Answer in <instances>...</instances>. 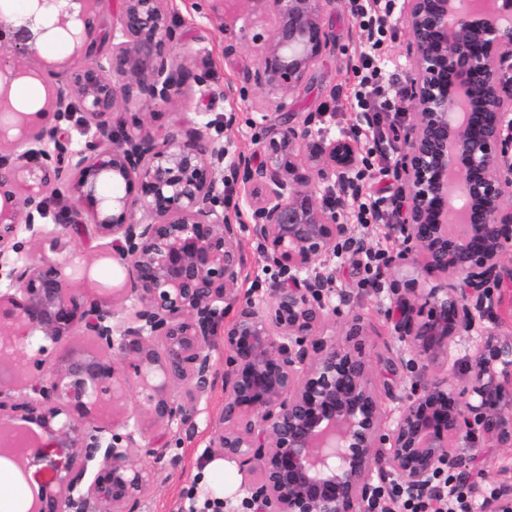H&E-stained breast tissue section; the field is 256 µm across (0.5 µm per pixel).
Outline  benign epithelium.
Masks as SVG:
<instances>
[{
	"mask_svg": "<svg viewBox=\"0 0 512 512\" xmlns=\"http://www.w3.org/2000/svg\"><path fill=\"white\" fill-rule=\"evenodd\" d=\"M28 2L0 22V146H10L0 152V337L9 342L0 368L14 372L0 381V425L19 412L40 429L32 454L0 438V458L26 479L32 463L51 472L27 512H142L156 472L179 464L168 432L195 425L218 381L224 410L210 453L245 476L241 508L224 500L227 512H373L394 485L416 496L447 471L468 481L467 449L512 447V336L484 325L501 305L494 289L512 283V0H403L400 9L410 116L393 232L423 279L391 289L412 376L390 412L363 349V317L348 310L343 341L330 325L339 311L331 258L340 245L363 250L340 219L362 189L359 138L329 136L321 112L297 121L288 111L335 45L323 20L333 0H252L270 9L273 29L260 66L222 88L209 84V54L174 53L184 40L174 0H119L110 27L102 0ZM47 41L72 46L64 76L47 70L52 127L12 95ZM193 85L210 98L276 94L279 123L260 110L249 118L264 159L240 153L231 164L241 188L233 209L228 150L205 113L153 124L151 109ZM72 122L86 130L74 146L58 138ZM54 193L70 201L62 229L104 240L100 257L119 279L112 301L33 255ZM245 217L280 278L267 297L239 288ZM126 301L123 314L115 304ZM469 342L452 383L441 370ZM134 380L152 390L141 417L126 412ZM140 439L147 465L133 460ZM482 512H512V484L484 497Z\"/></svg>",
	"mask_w": 512,
	"mask_h": 512,
	"instance_id": "benign-epithelium-1",
	"label": "benign epithelium"
}]
</instances>
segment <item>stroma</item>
<instances>
[{"label":"stroma","mask_w":512,"mask_h":512,"mask_svg":"<svg viewBox=\"0 0 512 512\" xmlns=\"http://www.w3.org/2000/svg\"><path fill=\"white\" fill-rule=\"evenodd\" d=\"M175 5V18L185 31V38L177 45L175 53L192 59L199 51L208 50L212 57V86H224L243 71L259 66L263 39L271 30L272 19L270 15L261 13L253 0H228L223 15L212 19L197 12L192 0H176ZM325 23L333 31L336 44L315 63L305 81L292 94L288 109L301 115L323 113L324 126L335 137L359 131L361 152L381 147L386 153L388 165H395L404 146L406 115L392 109L385 110L380 112L378 123L368 127L360 123L359 114L354 109V91L358 83L354 66L367 46V34L352 17L347 0H333L325 12ZM389 25L390 36L382 46V58L385 63L386 96L391 99L397 90L409 83L406 57L408 31L397 11L390 16ZM228 39L234 40L237 45L236 54L229 57L224 54V42ZM267 97V91L253 88L244 99H209L192 87L182 98L159 107L155 122L173 125L183 118L193 117L194 113L204 112L209 119L219 123L226 113L233 112L237 115L236 125L224 134L229 158H236L241 152L257 156L261 153L260 135L250 126L248 116ZM63 207V201H51V216L44 221L48 235L40 241L39 250L62 262H92L94 281L101 287H109L112 269L106 262L95 258L97 238L71 234L63 237L61 242L53 241L50 232L55 228L54 215ZM358 213V205H351L347 222L353 236L366 242L368 252L384 250L392 258L398 256L403 244L394 238L392 232V226L397 222L396 214L387 211L379 222L363 224L358 220ZM240 246L244 255L242 288L267 294L278 280L276 269L267 266L260 258L249 229H241ZM333 261L337 269V291L349 295L352 306L364 317L369 328L366 351L373 362L376 388L384 404H391L393 397L402 395L403 382L409 379L410 373L402 368L392 376L385 365L386 359L395 356L400 347L395 338V319L390 315L394 308L390 288L393 281L405 279L409 271L397 268L392 262L383 267L377 281L369 285L365 282V254L342 249L336 253ZM223 408L224 389L218 385L212 390L208 401L201 403L194 428L172 431L169 453L179 457L180 462L177 468L165 471L156 479L147 500L148 512H189L192 503L200 504L214 497V490L200 483L196 471L209 457L210 440ZM505 469L512 470V447L478 450L471 472L475 484L488 494L497 487L501 472Z\"/></svg>","instance_id":"obj_1"}]
</instances>
